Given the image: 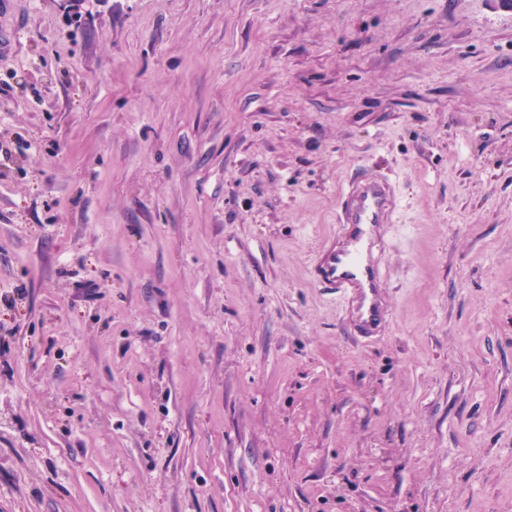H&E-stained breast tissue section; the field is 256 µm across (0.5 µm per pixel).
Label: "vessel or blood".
Listing matches in <instances>:
<instances>
[{
  "mask_svg": "<svg viewBox=\"0 0 512 512\" xmlns=\"http://www.w3.org/2000/svg\"><path fill=\"white\" fill-rule=\"evenodd\" d=\"M397 211L393 181L360 173L342 192L338 230L322 245L313 267L316 281L345 299L350 328L365 340L380 335L390 318L382 260L384 233Z\"/></svg>",
  "mask_w": 512,
  "mask_h": 512,
  "instance_id": "b4317fda",
  "label": "vessel or blood"
}]
</instances>
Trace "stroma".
<instances>
[{
	"label": "stroma",
	"instance_id": "stroma-1",
	"mask_svg": "<svg viewBox=\"0 0 512 512\" xmlns=\"http://www.w3.org/2000/svg\"><path fill=\"white\" fill-rule=\"evenodd\" d=\"M0 512H512V12L0 0ZM394 182L362 172L348 183L338 204L333 233L313 267L318 283L346 300L355 336L371 339L385 329L390 308L382 275L384 233L398 211Z\"/></svg>",
	"mask_w": 512,
	"mask_h": 512
}]
</instances>
